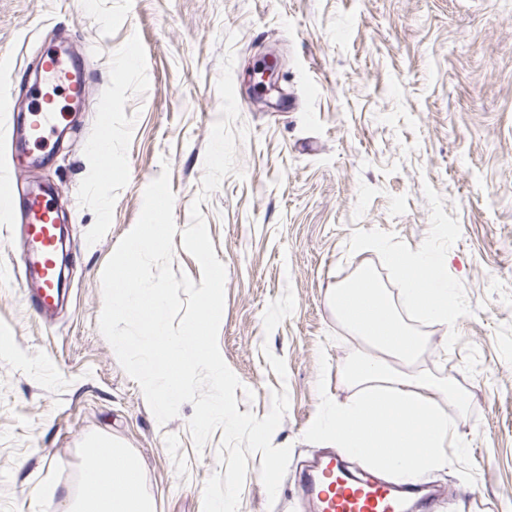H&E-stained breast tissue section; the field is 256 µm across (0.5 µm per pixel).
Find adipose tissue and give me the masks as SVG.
Here are the masks:
<instances>
[{
    "label": "adipose tissue",
    "instance_id": "obj_1",
    "mask_svg": "<svg viewBox=\"0 0 512 512\" xmlns=\"http://www.w3.org/2000/svg\"><path fill=\"white\" fill-rule=\"evenodd\" d=\"M356 250L382 253L400 278V301L368 268L327 291V302L350 331L367 345L346 371L353 390L344 402L320 405L318 435L352 456L412 479L448 462L459 445L458 424L447 406L464 409L461 391L420 368L427 338L418 322L453 327L460 314L448 258L421 247L394 248L383 241H357ZM42 512H154L143 485L141 459L121 444L94 440L84 450L76 493L42 496Z\"/></svg>",
    "mask_w": 512,
    "mask_h": 512
}]
</instances>
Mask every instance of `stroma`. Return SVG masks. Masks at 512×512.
<instances>
[{"instance_id": "1", "label": "stroma", "mask_w": 512, "mask_h": 512, "mask_svg": "<svg viewBox=\"0 0 512 512\" xmlns=\"http://www.w3.org/2000/svg\"><path fill=\"white\" fill-rule=\"evenodd\" d=\"M69 44L88 82L82 112L48 164L20 161L0 112V176L51 185L69 228L66 299L40 319L17 266L23 241L0 221V512H39L32 492L76 488L85 441L103 436L144 464L156 512H202L225 467L221 432L196 449L192 404L159 424L99 330L101 275L134 227L147 185L169 168L174 273L200 280L182 229L201 191L220 116L221 60L234 53L239 175L200 210L226 269L218 345L240 380L239 412L268 414L286 390L275 446L291 449L276 499L248 458L239 512H304L298 472L328 445L314 432L322 394L347 399L356 343L329 285L382 255L385 240L447 254L463 312L425 327V366L467 404L446 467L422 474L435 512L512 506V0H0V98L26 105L33 54ZM273 56L279 90L258 101L246 73Z\"/></svg>"}]
</instances>
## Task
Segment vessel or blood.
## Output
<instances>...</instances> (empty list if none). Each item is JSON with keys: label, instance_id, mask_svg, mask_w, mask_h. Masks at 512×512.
Returning a JSON list of instances; mask_svg holds the SVG:
<instances>
[{"label": "vessel or blood", "instance_id": "obj_1", "mask_svg": "<svg viewBox=\"0 0 512 512\" xmlns=\"http://www.w3.org/2000/svg\"><path fill=\"white\" fill-rule=\"evenodd\" d=\"M40 77L44 87L35 90L30 112L21 117L22 152L30 160L45 154L51 138L67 120L55 103L52 88H62L72 103L82 100L88 90L85 77L53 53L42 56ZM0 212L22 225L26 248L21 256V282L33 311L46 315L61 296L58 212L48 196L31 189L1 192ZM298 485L307 512H433L437 500L433 490L421 483L355 479L343 458L332 452L319 455L303 468Z\"/></svg>", "mask_w": 512, "mask_h": 512}]
</instances>
